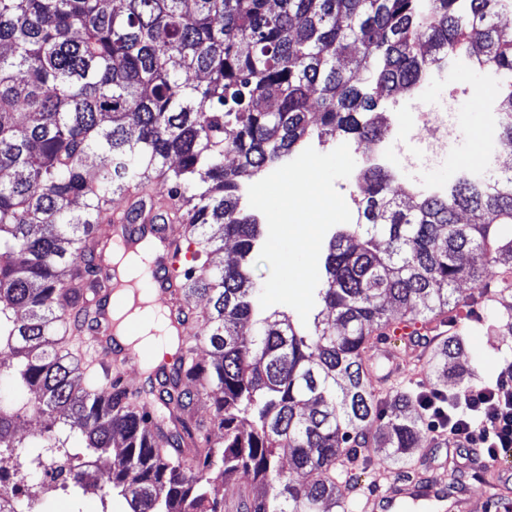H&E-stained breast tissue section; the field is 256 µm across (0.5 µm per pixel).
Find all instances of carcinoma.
Masks as SVG:
<instances>
[{"mask_svg":"<svg viewBox=\"0 0 512 512\" xmlns=\"http://www.w3.org/2000/svg\"><path fill=\"white\" fill-rule=\"evenodd\" d=\"M496 3L0 0V379L14 384L0 396V453L24 452L41 475L51 449L81 441L72 486L116 492L130 512H350L339 477L371 467L376 445L417 479L424 418L407 409L426 393L375 391L361 355L390 308L451 319L459 282L512 268V240L495 234L512 224V175L403 201L392 173L364 169L359 221L329 240L305 327L258 307L247 258L262 231L243 189L310 140L379 135L378 92L412 94L462 53L507 76L512 115V29ZM130 189L136 205L114 214ZM108 241L124 256L193 245L164 312L178 357L141 385L120 360L101 373L94 347L116 329L103 326L120 278ZM227 242L236 262H215ZM459 349L456 336L437 345V375ZM30 399L43 426L21 440ZM106 454L102 481L83 479Z\"/></svg>","mask_w":512,"mask_h":512,"instance_id":"1","label":"carcinoma"}]
</instances>
